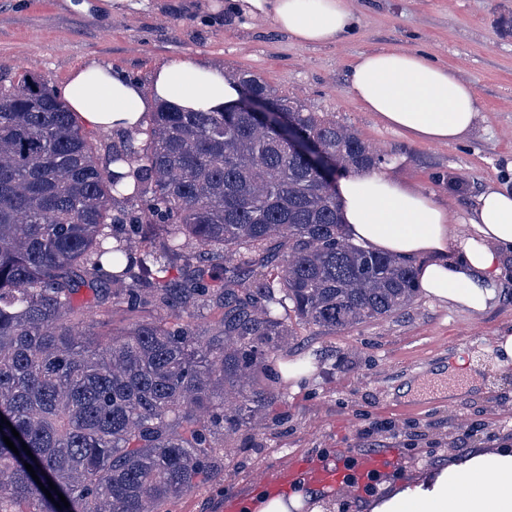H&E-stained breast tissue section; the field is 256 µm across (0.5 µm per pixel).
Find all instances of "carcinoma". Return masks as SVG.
<instances>
[{
    "mask_svg": "<svg viewBox=\"0 0 512 512\" xmlns=\"http://www.w3.org/2000/svg\"><path fill=\"white\" fill-rule=\"evenodd\" d=\"M241 86L275 109L267 122L161 107L142 147L127 134L101 168L47 80L0 75V512H167L220 440L266 419L259 378L294 326L347 330L413 302L412 261L346 235L334 184L289 151L288 129L337 172L381 155L251 74ZM99 286L166 316L106 330L76 301Z\"/></svg>",
    "mask_w": 512,
    "mask_h": 512,
    "instance_id": "carcinoma-1",
    "label": "carcinoma"
}]
</instances>
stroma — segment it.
I'll return each mask as SVG.
<instances>
[{"label": "stroma", "instance_id": "1", "mask_svg": "<svg viewBox=\"0 0 512 512\" xmlns=\"http://www.w3.org/2000/svg\"><path fill=\"white\" fill-rule=\"evenodd\" d=\"M64 0H0V71L62 84L90 62L149 85L172 58L246 71L278 94L329 112L383 156L380 168L462 219L480 192L511 174L512 0H352L360 18L335 44L305 46L267 23L232 25L219 0H137L103 17L73 14ZM386 47L422 51L470 82L481 109L464 141L433 145L385 128L347 89L350 63ZM512 333V276L483 313L416 294L387 319L333 332L302 327L277 350L276 396L261 429L225 440L207 479L169 512H225L297 459L332 461L388 453L375 497L357 488H304L325 512H372L375 500L425 474L484 452L512 453V371L499 369L498 336Z\"/></svg>", "mask_w": 512, "mask_h": 512}]
</instances>
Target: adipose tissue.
Returning a JSON list of instances; mask_svg holds the SVG:
<instances>
[{
  "instance_id": "1",
  "label": "adipose tissue",
  "mask_w": 512,
  "mask_h": 512,
  "mask_svg": "<svg viewBox=\"0 0 512 512\" xmlns=\"http://www.w3.org/2000/svg\"><path fill=\"white\" fill-rule=\"evenodd\" d=\"M224 16L247 26L271 23L301 45L339 40L359 23L350 0H224ZM348 90L385 127L430 144H453L475 128L473 86L430 57L397 48L359 54ZM84 126L133 131L157 102L181 112H220L242 89L219 66L173 60L157 67L150 89L111 67L87 64L57 89ZM348 232L375 251L418 257L417 280L429 296L478 314L512 270V184L487 186L458 232L448 208L419 189L375 171L336 186ZM373 512H512V456L486 451L449 465L430 487H405Z\"/></svg>"
}]
</instances>
